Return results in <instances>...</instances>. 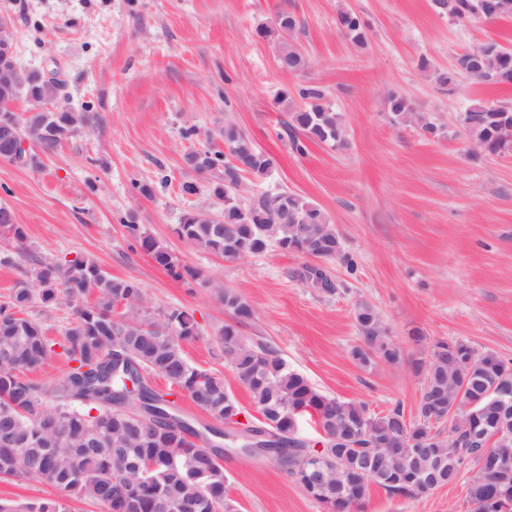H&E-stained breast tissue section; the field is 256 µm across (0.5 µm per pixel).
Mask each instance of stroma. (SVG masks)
Here are the masks:
<instances>
[{
    "mask_svg": "<svg viewBox=\"0 0 512 512\" xmlns=\"http://www.w3.org/2000/svg\"><path fill=\"white\" fill-rule=\"evenodd\" d=\"M346 8L366 25L365 47L337 26ZM285 10L301 23L296 40L309 66L299 73L280 70L274 41L259 33ZM1 16L19 68L59 74L71 106L105 123L38 166L0 161V204L38 255L93 258L111 276L137 280L154 307L194 312L202 334L186 344L188 359L222 371L248 418L257 415L250 396L211 342L231 319L221 287L252 306L243 330L250 341L272 344L323 394L364 401L377 415L398 404L413 412L420 382L403 364L353 360L358 301L377 308L405 357L421 351L409 338L417 329L512 359V156L481 153L457 123L473 102L512 101V88L463 79L448 92L417 67L423 55L448 69L457 54L491 40L512 49V18L451 21L432 0H0ZM309 83L343 113L347 148L311 142L306 154L291 150L275 97ZM393 91L438 133L394 124ZM228 117L273 160L253 191L284 187L331 215L357 264L350 273L331 262L334 294L297 277L306 257L272 247L227 262L174 234L185 210L213 204L206 192H183L195 178L184 157L217 142ZM189 127L196 134L188 139ZM131 219L211 287H189L132 249L122 227ZM224 469L237 512H325L275 460L228 454ZM469 479L461 472L412 499L375 489L357 512H466Z\"/></svg>",
    "mask_w": 512,
    "mask_h": 512,
    "instance_id": "1",
    "label": "stroma"
}]
</instances>
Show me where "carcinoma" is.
<instances>
[{
    "mask_svg": "<svg viewBox=\"0 0 512 512\" xmlns=\"http://www.w3.org/2000/svg\"><path fill=\"white\" fill-rule=\"evenodd\" d=\"M433 2L443 16L462 20L485 13L488 0ZM338 26L354 45H366L358 13L341 12ZM299 29L298 19L285 12L261 31L276 39L283 71L295 73L308 65L295 42ZM9 69L0 65V156L18 135L47 156L77 133L104 124L99 112L67 107L58 78L30 72L18 87ZM462 77L512 85V51L483 42L457 55L448 70L434 72L436 83L450 90ZM21 99L33 108L19 118L18 127H10L3 114ZM277 104L286 112L283 124L294 152L304 153L306 140L334 149L347 145L344 116L321 87L302 86L295 98L282 92ZM388 107L393 122L437 133V125L415 111L407 97L390 94ZM460 119L475 147L489 155H512V139L502 135L503 127H512V104L477 102ZM219 136L224 149L186 154L185 163L202 183H185L183 191L192 195L204 188L222 203V219H214L208 208L187 210L174 228L180 240L227 262L273 246L321 262L337 259L355 270L331 216L319 205L285 188L243 196L246 180L265 179L272 160L231 122ZM123 228L171 276L207 285L142 225L131 222ZM2 237L26 263L18 265L19 279L0 300V478L37 482L46 496L25 506L0 503V512H70L72 495L101 502L107 512H173V501L193 512H236L226 495L224 465L215 461L228 431L214 425L195 428L167 399L180 392L221 424L242 413L224 375L193 365L185 354L184 344L202 335L194 313L180 306L152 309L139 282L114 278L88 257L50 260L29 253L25 228L5 205H0ZM297 276L323 293L336 292L320 264L304 265ZM220 299L232 322L217 331L214 341L260 415L251 427L255 444L267 449L326 512H350L351 503L363 501L373 486L389 496L418 498L451 483L468 458L482 464L487 475L470 480L466 512H512L511 359L479 351L462 339H436L410 365L421 378L414 415L406 416L398 404L376 416L362 401L322 394L289 369L272 346L246 342L241 326L253 318L251 306L229 288ZM38 307L70 310L62 339L47 336L35 313ZM354 320L356 361L369 366L402 360L373 305L358 303ZM54 356L65 358L68 371L47 388L29 373ZM152 376L163 378L168 390L150 386ZM128 379L140 382L138 394L127 389ZM48 397L53 404H46ZM298 413L314 419L321 448L296 430Z\"/></svg>",
    "mask_w": 512,
    "mask_h": 512,
    "instance_id": "1",
    "label": "carcinoma"
}]
</instances>
